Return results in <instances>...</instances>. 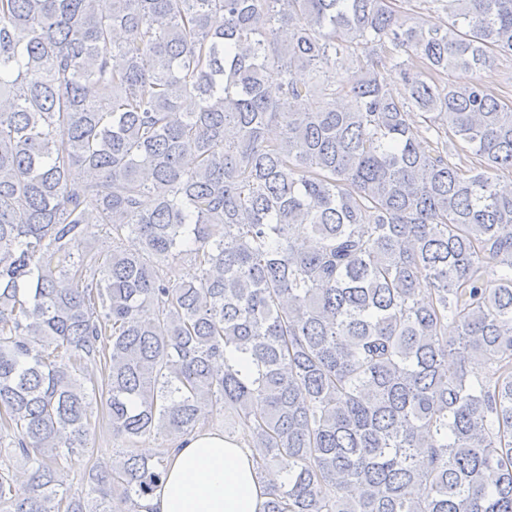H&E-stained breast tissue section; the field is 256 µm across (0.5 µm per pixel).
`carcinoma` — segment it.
<instances>
[{"label":"carcinoma","instance_id":"carcinoma-1","mask_svg":"<svg viewBox=\"0 0 512 512\" xmlns=\"http://www.w3.org/2000/svg\"><path fill=\"white\" fill-rule=\"evenodd\" d=\"M406 2L0 0V512H141L166 448L68 483L99 399L223 417L264 512H512V0ZM482 77L502 103L512 106V58L500 56Z\"/></svg>","mask_w":512,"mask_h":512}]
</instances>
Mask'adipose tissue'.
I'll return each mask as SVG.
<instances>
[{
    "instance_id": "ef3b65f1",
    "label": "adipose tissue",
    "mask_w": 512,
    "mask_h": 512,
    "mask_svg": "<svg viewBox=\"0 0 512 512\" xmlns=\"http://www.w3.org/2000/svg\"><path fill=\"white\" fill-rule=\"evenodd\" d=\"M282 476L259 477L249 448L203 427L178 438L166 472L147 500L149 512H264Z\"/></svg>"
}]
</instances>
